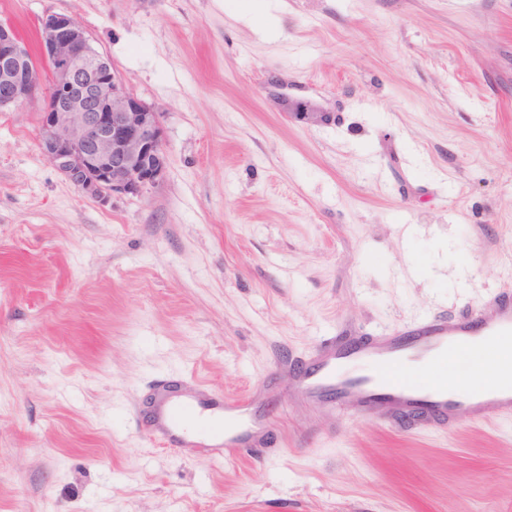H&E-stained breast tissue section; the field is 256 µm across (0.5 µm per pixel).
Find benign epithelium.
Returning a JSON list of instances; mask_svg holds the SVG:
<instances>
[{"mask_svg":"<svg viewBox=\"0 0 512 512\" xmlns=\"http://www.w3.org/2000/svg\"><path fill=\"white\" fill-rule=\"evenodd\" d=\"M39 36L50 64L44 76L25 43L0 24V110L34 101L46 80L38 147L69 182L102 204L158 185L167 172L161 113L131 92L74 16L46 15Z\"/></svg>","mask_w":512,"mask_h":512,"instance_id":"7a95c632","label":"benign epithelium"}]
</instances>
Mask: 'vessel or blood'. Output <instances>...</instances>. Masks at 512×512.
Masks as SVG:
<instances>
[{"mask_svg":"<svg viewBox=\"0 0 512 512\" xmlns=\"http://www.w3.org/2000/svg\"><path fill=\"white\" fill-rule=\"evenodd\" d=\"M512 349V299L491 296L454 317L429 316L376 336L324 344L296 374L298 398L335 417H367L384 425L417 419L448 429L460 417L481 422L512 417V366L494 382L463 388L441 373L445 362L476 371L477 355ZM150 436L180 454L205 452L224 461L272 427L247 397L223 404L199 384L156 388L147 417Z\"/></svg>","mask_w":512,"mask_h":512,"instance_id":"1","label":"vessel or blood"}]
</instances>
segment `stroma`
Returning a JSON list of instances; mask_svg holds the SVG:
<instances>
[{"mask_svg": "<svg viewBox=\"0 0 512 512\" xmlns=\"http://www.w3.org/2000/svg\"><path fill=\"white\" fill-rule=\"evenodd\" d=\"M73 15L163 114L103 205L0 112V512H512V419L329 420L290 360L512 291V0H0ZM192 376L270 452L178 455L132 412Z\"/></svg>", "mask_w": 512, "mask_h": 512, "instance_id": "obj_1", "label": "stroma"}]
</instances>
